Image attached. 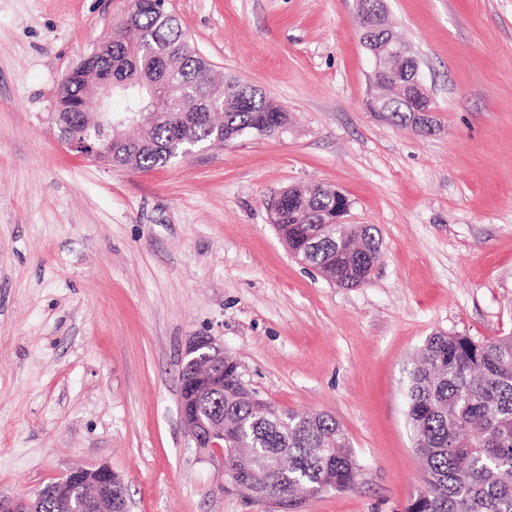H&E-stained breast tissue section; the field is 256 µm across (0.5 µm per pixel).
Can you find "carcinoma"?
I'll return each instance as SVG.
<instances>
[{
  "label": "carcinoma",
  "instance_id": "cac0c4a2",
  "mask_svg": "<svg viewBox=\"0 0 512 512\" xmlns=\"http://www.w3.org/2000/svg\"><path fill=\"white\" fill-rule=\"evenodd\" d=\"M127 39L101 55L98 68L112 73V85L100 87L103 108L112 121L124 120L151 107L152 97L164 99L166 86L180 83L189 98L206 100L212 88L224 89L216 112L200 115L186 127L165 116L139 137L141 168L164 167L183 156L187 140L206 145L256 133L271 135L287 124V113L256 87L244 88L227 77L216 82L190 54L182 27L168 24L156 12L130 16ZM393 122L412 121L407 101L380 96ZM72 140L83 139L78 113L56 105ZM307 214L281 208L278 232L288 247L304 253L309 267L321 271L336 243L357 246L358 275L366 282L372 262L381 255L373 224H339L335 240L321 247L296 232L304 218H314L328 203L329 189L297 187ZM245 374L230 357L224 363V389H214L201 403V413L224 409V443L240 442L246 457L225 459L228 474L252 466L264 474L266 496L297 507L301 490L316 495L346 490L360 475L349 438L341 423L326 413L298 415L245 392ZM406 418L414 448L428 479L406 512H512V336L475 341L459 334L429 337L408 371Z\"/></svg>",
  "mask_w": 512,
  "mask_h": 512
}]
</instances>
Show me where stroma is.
<instances>
[{"instance_id":"stroma-1","label":"stroma","mask_w":512,"mask_h":512,"mask_svg":"<svg viewBox=\"0 0 512 512\" xmlns=\"http://www.w3.org/2000/svg\"><path fill=\"white\" fill-rule=\"evenodd\" d=\"M386 6L433 91L430 131L369 109L355 0H170L214 78L288 123L142 170L49 120L129 0H0V495L105 464L129 512H275L183 428L197 335L264 400L343 425L361 476L300 512H405L425 487L404 401L418 351L512 335V0ZM319 184L379 231L366 284H329L269 220L272 196Z\"/></svg>"}]
</instances>
